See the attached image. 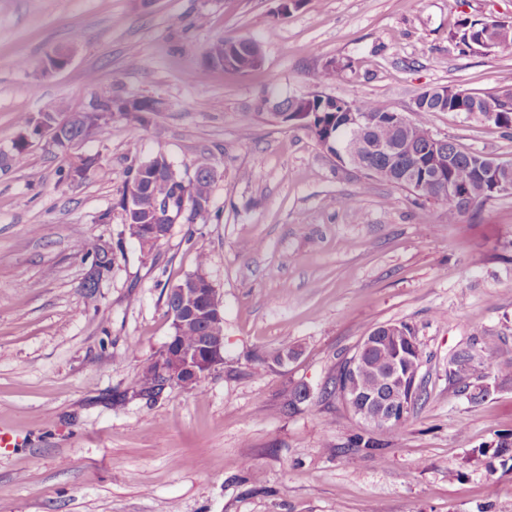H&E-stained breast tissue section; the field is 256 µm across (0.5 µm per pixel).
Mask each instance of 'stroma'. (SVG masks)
Listing matches in <instances>:
<instances>
[{"instance_id": "35a3bbf8", "label": "stroma", "mask_w": 512, "mask_h": 512, "mask_svg": "<svg viewBox=\"0 0 512 512\" xmlns=\"http://www.w3.org/2000/svg\"><path fill=\"white\" fill-rule=\"evenodd\" d=\"M0 0V512H512V468L474 457L512 437V195L449 222L433 202L336 162L302 126L256 114L261 97L374 98L411 112L442 86L512 90V56L463 50L456 23H512V0ZM261 43L246 75L202 66L218 39ZM72 52L48 74V55ZM331 60L351 62L321 78ZM96 74L89 83L88 74ZM156 99L121 115L61 180V153L15 144L18 114ZM433 133L512 162V136L462 112ZM215 169L206 217L144 254L120 206L130 167L156 154ZM355 196V208L341 205ZM111 258L99 267L97 253ZM224 308V364L200 390L135 396L172 334L166 293L199 255ZM414 327L424 399L381 448L348 447L358 424L322 391L363 336ZM299 356L267 364L282 346ZM483 352L490 390L448 377ZM308 399L288 409V395ZM449 364H451L452 367L455 364H463L469 367V375L466 377H455L452 374H449V376L450 378H454L458 384H461V392L466 394L471 401L478 402L483 400L487 394L472 393L475 384L488 377L482 358L471 349L465 348L457 351L451 358Z\"/></svg>"}]
</instances>
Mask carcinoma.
<instances>
[{"label": "carcinoma", "instance_id": "1", "mask_svg": "<svg viewBox=\"0 0 512 512\" xmlns=\"http://www.w3.org/2000/svg\"><path fill=\"white\" fill-rule=\"evenodd\" d=\"M259 44L249 39H219L211 43L207 49V58H218L224 61V69L236 73H248L257 70L255 54ZM302 108L306 111L308 125L306 129L315 137L319 144L328 152H335L339 139L354 141L358 138L355 131L347 129V112L354 108L361 112L369 122V131L363 136V143L355 154L351 166L363 171L367 176L388 182L391 185L409 189L408 184L400 179V172L412 165H427L434 154V148L444 151L451 159V165L444 171L441 178L429 182L425 192L417 198L438 204L447 214L448 221L457 220L463 213L480 204L489 197V188L479 174L481 160L485 156L468 151L446 137L436 143L430 129V119L435 112H465L482 121L490 122L502 129L505 134H512V91L484 98L461 89H448V97L439 100L429 97V91L420 93L417 105L412 109L408 123L400 125L393 122L392 109L376 99L365 98L345 101L320 94L303 97ZM152 101L138 100L135 111L124 112L127 120L144 124V114L153 111ZM60 119L69 126V133L74 139L86 137L85 129L76 119L73 112L60 113ZM381 143H388L398 151L386 154L376 150ZM162 171L159 176L148 180L142 186V198L154 204L156 201H171L172 207L180 209L183 205L192 207L188 220L193 221L205 213V209H197V202L210 200L213 181L209 172V164L201 161L197 164L193 175L188 176L177 169L167 157H162ZM124 224H154L163 232L171 231L172 222L155 213L124 212ZM224 334V316H213L203 324L172 325V335L177 337L181 347L186 350L193 348L202 336ZM387 355L385 350L378 348L371 353L370 364L377 372L384 370ZM424 363L423 349L419 341L409 345V358L404 363L405 371L411 374L421 372ZM450 364H463L469 367V375L458 376L455 381L461 384L462 393L473 401L485 398L483 394H474L472 390L478 382L488 377L482 358L471 349L457 351ZM377 372L371 373L365 381V389L372 393L381 387ZM137 385L138 394L147 399H154L163 392L151 363H146L141 371ZM423 397L422 382H417L408 407L405 409L401 422L390 429L395 433L414 416ZM374 431L360 428L349 438L348 447L376 449L381 443L373 437Z\"/></svg>", "mask_w": 512, "mask_h": 512}]
</instances>
